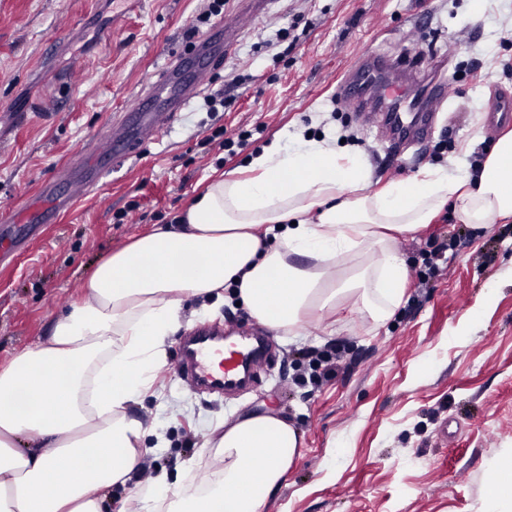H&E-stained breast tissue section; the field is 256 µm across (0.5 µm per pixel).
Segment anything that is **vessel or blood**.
<instances>
[{
	"mask_svg": "<svg viewBox=\"0 0 512 512\" xmlns=\"http://www.w3.org/2000/svg\"><path fill=\"white\" fill-rule=\"evenodd\" d=\"M271 0H240L235 15L218 19L199 34L192 49L194 55L219 57L232 54L238 30L249 17L264 13ZM185 57L171 56L166 65L141 92L126 124L113 131L109 141L113 165L124 164L153 143L159 130L170 127L188 104L204 90V80L185 82L181 71ZM451 86L444 74L419 81L412 70L397 66L381 52L357 58L345 73L338 90L354 111L369 117L385 130L391 146L398 150L422 145L429 137L435 112L450 95ZM99 145L63 168V175H78L74 193L59 196L53 183H46L37 202L24 205L12 218L16 224H46L57 214L71 209L78 196L100 180ZM265 346L261 336L251 342L225 346L222 335L202 332L186 343L178 373L195 388L224 393L242 388Z\"/></svg>",
	"mask_w": 512,
	"mask_h": 512,
	"instance_id": "obj_1",
	"label": "vessel or blood"
}]
</instances>
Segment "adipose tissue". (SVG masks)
<instances>
[{
	"mask_svg": "<svg viewBox=\"0 0 512 512\" xmlns=\"http://www.w3.org/2000/svg\"><path fill=\"white\" fill-rule=\"evenodd\" d=\"M372 182L364 152L289 130L99 264L49 339L0 367V512H112L113 487L167 445L129 408L186 301L229 288L257 323L296 336L340 302L385 323L408 285L397 236L447 207L466 224L512 220V131L480 166L455 158ZM347 255L357 264L344 272ZM209 443L224 456L223 492L203 496L189 472L162 473L138 490L139 512H262L302 437L284 418L247 414Z\"/></svg>",
	"mask_w": 512,
	"mask_h": 512,
	"instance_id": "obj_1",
	"label": "adipose tissue"
}]
</instances>
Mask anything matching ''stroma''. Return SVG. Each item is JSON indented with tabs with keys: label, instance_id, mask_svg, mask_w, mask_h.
Listing matches in <instances>:
<instances>
[{
	"label": "stroma",
	"instance_id": "obj_1",
	"mask_svg": "<svg viewBox=\"0 0 512 512\" xmlns=\"http://www.w3.org/2000/svg\"><path fill=\"white\" fill-rule=\"evenodd\" d=\"M206 0H0V215L17 214L44 181L92 139L106 136L176 50ZM311 26L290 53L276 31L289 16ZM425 70L444 55L466 71L415 156L387 151L352 113L335 111L344 72L367 52ZM512 43L473 0H273L234 55L207 74V92L229 89L224 110L194 99L171 130L109 171L96 190L52 224L0 223L25 245L0 261V363L47 339L94 268L157 224L169 223L215 176L242 166L299 124L353 134L386 182L433 164L479 156L512 121L488 111L512 95ZM252 131L224 151L216 129ZM127 213L116 223L118 213ZM397 247L409 272L402 304L381 326L338 308L301 336L271 331L253 385L202 394L174 371L180 339L168 337L150 390L130 411L162 424V452L138 474L200 478L223 467L206 447L210 428L245 414L276 413L303 435L288 478L265 512H485V493L512 458V222L466 224L445 209ZM443 251L426 286L416 273Z\"/></svg>",
	"mask_w": 512,
	"mask_h": 512
}]
</instances>
